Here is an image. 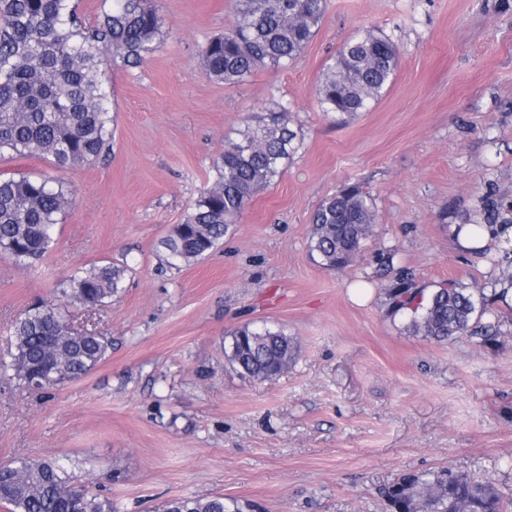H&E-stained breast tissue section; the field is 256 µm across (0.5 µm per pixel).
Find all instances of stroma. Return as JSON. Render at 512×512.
<instances>
[{"label": "stroma", "instance_id": "35a3bbf8", "mask_svg": "<svg viewBox=\"0 0 512 512\" xmlns=\"http://www.w3.org/2000/svg\"><path fill=\"white\" fill-rule=\"evenodd\" d=\"M164 38L138 67L110 71L108 150L65 179L74 205L35 267L0 253V359L11 323L56 299L81 268L127 263L103 306L69 324L111 342L89 374L42 394L0 375V463L51 458L116 512H162L221 495L241 512H391L407 474L451 470L512 493V335L438 343L407 329L387 293L403 275L431 293L483 288L488 258L459 251L454 224L482 221L483 197L512 225V0H328L294 64L240 85L210 80L199 48L234 22L233 0H156ZM398 48L392 85L337 122L315 88L355 33ZM288 104L300 144L223 241L185 267L160 247L216 172L245 114ZM368 192L374 234L346 267L311 255L312 216L343 185ZM374 292L353 302L349 287ZM281 329L298 355L253 379L224 349L242 326Z\"/></svg>", "mask_w": 512, "mask_h": 512}]
</instances>
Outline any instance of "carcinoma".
I'll use <instances>...</instances> for the list:
<instances>
[{
    "mask_svg": "<svg viewBox=\"0 0 512 512\" xmlns=\"http://www.w3.org/2000/svg\"><path fill=\"white\" fill-rule=\"evenodd\" d=\"M108 7L85 23L74 0H0V155L9 152L52 161L55 176L0 177V252L16 262H42L60 217L73 206L63 173L98 159L114 122L108 72L136 67L164 35L154 0H104ZM327 0H236L233 25L199 50L206 74L242 84L256 71L295 63L320 27ZM398 49L381 33L352 36L326 67L315 97L322 111L342 120L367 111L392 83ZM214 161L215 181L203 188L184 222L160 241L173 266L212 251L250 200L278 179L297 150L288 107L271 101ZM310 251L331 270L346 267L372 235L377 213L370 197L346 185L313 216ZM129 266L107 262L76 272L62 296L87 308L105 304L123 288ZM512 287V264L494 281V294ZM410 283L389 293L396 312L410 311L407 329L437 342L461 336L486 344L505 335L509 319L484 322V289L440 288L425 302ZM15 352L0 368L18 385L51 391L90 373L106 356L107 337L69 334L61 307L42 302L10 326ZM293 340L282 331L243 326L232 334L228 358L242 373L270 379L288 371ZM55 459L18 457L0 464V503L8 512H114L112 501L72 485ZM394 512H506L511 500L494 486L452 473L411 475L385 491ZM164 512H240L224 497H183Z\"/></svg>",
    "mask_w": 512,
    "mask_h": 512,
    "instance_id": "cac0c4a2",
    "label": "carcinoma"
}]
</instances>
